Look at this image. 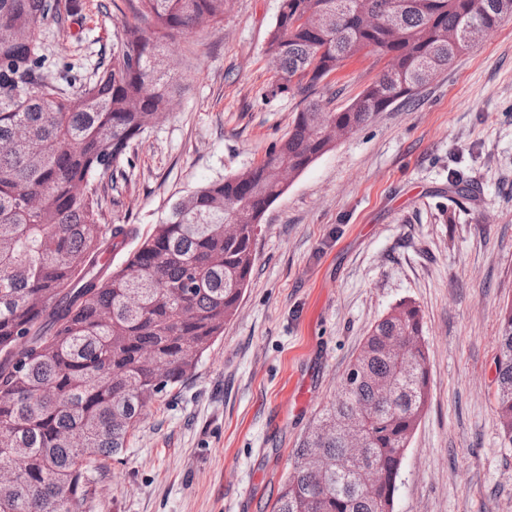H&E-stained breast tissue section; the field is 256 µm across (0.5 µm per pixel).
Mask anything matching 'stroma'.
Wrapping results in <instances>:
<instances>
[{"label": "stroma", "instance_id": "35a3bbf8", "mask_svg": "<svg viewBox=\"0 0 512 512\" xmlns=\"http://www.w3.org/2000/svg\"><path fill=\"white\" fill-rule=\"evenodd\" d=\"M39 53L77 92L112 62L129 0H77ZM280 0H232L175 36L170 112L96 175L106 223L150 232L180 195L259 161L296 98L271 96L264 53ZM383 67L328 78L344 107ZM473 191L455 209L449 173ZM236 317L150 405L123 452L96 464L91 512H270L293 450L371 326L409 299L424 313L432 388L393 512H512V447L493 402L499 312L512 302V19L376 113L266 209Z\"/></svg>", "mask_w": 512, "mask_h": 512}]
</instances>
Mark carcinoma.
Wrapping results in <instances>:
<instances>
[{
	"label": "carcinoma",
	"mask_w": 512,
	"mask_h": 512,
	"mask_svg": "<svg viewBox=\"0 0 512 512\" xmlns=\"http://www.w3.org/2000/svg\"><path fill=\"white\" fill-rule=\"evenodd\" d=\"M230 0H136L112 65L67 95L39 68L52 0H0V470L22 479L0 512H81L91 465L120 454L143 411L224 334L255 263L261 218L333 147L447 70L512 17V0H281L265 53L272 95L302 97L288 135L256 164L177 198L141 236L101 223L105 173L172 101L169 40L224 20ZM391 58L343 108L325 80L352 56ZM134 247L120 267L112 253ZM495 411L512 447V304L500 311ZM421 309L371 327L294 449L271 512H393L431 371ZM363 448L346 458L347 431ZM80 435L84 446H72Z\"/></svg>",
	"instance_id": "1"
}]
</instances>
